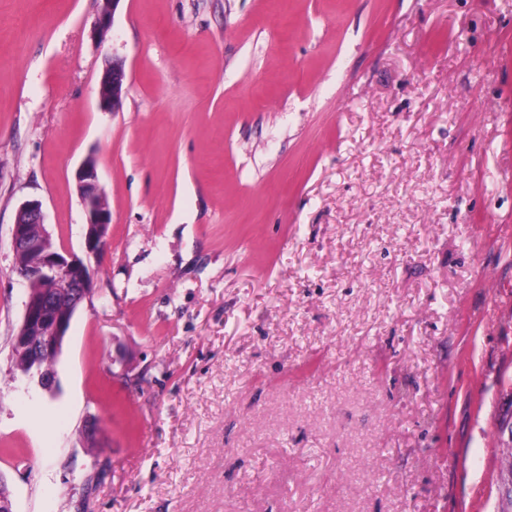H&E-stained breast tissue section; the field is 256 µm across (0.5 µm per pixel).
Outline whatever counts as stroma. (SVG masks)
<instances>
[{
  "label": "stroma",
  "instance_id": "35a3bbf8",
  "mask_svg": "<svg viewBox=\"0 0 512 512\" xmlns=\"http://www.w3.org/2000/svg\"><path fill=\"white\" fill-rule=\"evenodd\" d=\"M0 0L13 512H497L512 415V0ZM123 60L122 108L98 105ZM109 247L48 393L19 205ZM76 189L85 213V248L98 258L108 249L107 224L112 217L99 182L97 162L88 156L74 171Z\"/></svg>",
  "mask_w": 512,
  "mask_h": 512
}]
</instances>
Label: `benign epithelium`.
I'll use <instances>...</instances> for the list:
<instances>
[{
    "mask_svg": "<svg viewBox=\"0 0 512 512\" xmlns=\"http://www.w3.org/2000/svg\"><path fill=\"white\" fill-rule=\"evenodd\" d=\"M121 0H103L97 17V31L104 36L111 29L114 15ZM126 71L119 60L104 70L100 89L99 107L105 112H118L122 108ZM76 189L85 213V248L98 258L108 249L107 225L112 223L111 212L102 193L97 162L88 156L74 171ZM28 224L42 227L40 237H31ZM12 272L25 284L27 300L20 326L11 337L12 352L19 355L21 379L43 391L51 392L56 385V374L43 366V356L60 354L68 325L78 307L92 288L88 265L75 254L59 251L47 230L42 204L37 200L23 202L16 213L12 227ZM39 336L32 344L29 337ZM507 452L502 459V478L499 502L500 512H512V423Z\"/></svg>",
    "mask_w": 512,
    "mask_h": 512,
    "instance_id": "benign-epithelium-1",
    "label": "benign epithelium"
}]
</instances>
